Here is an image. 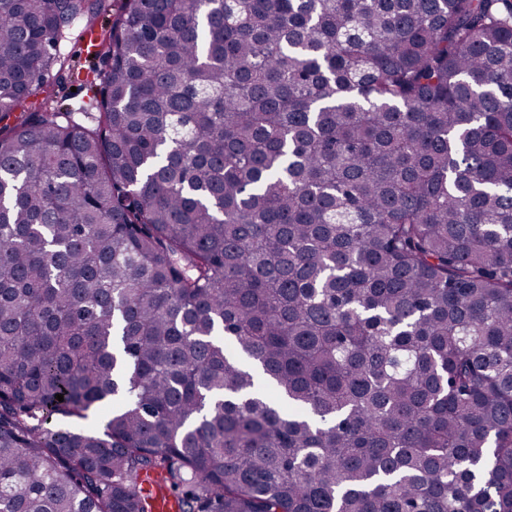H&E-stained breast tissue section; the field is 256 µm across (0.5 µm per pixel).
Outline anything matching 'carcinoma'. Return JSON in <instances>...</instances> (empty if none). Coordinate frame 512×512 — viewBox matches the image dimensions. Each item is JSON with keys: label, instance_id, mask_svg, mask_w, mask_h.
I'll return each mask as SVG.
<instances>
[{"label": "carcinoma", "instance_id": "obj_1", "mask_svg": "<svg viewBox=\"0 0 512 512\" xmlns=\"http://www.w3.org/2000/svg\"><path fill=\"white\" fill-rule=\"evenodd\" d=\"M106 8L0 0V512H512V0H121L20 110ZM87 30L84 21L77 20L61 43L60 53L65 59V70L52 72L45 84L37 89L26 101L39 103L53 94L59 105V112H71L75 119L84 120V112H97L94 107V92L100 84L99 71L102 69L100 57L85 59L79 52L78 39ZM76 87L77 92H71Z\"/></svg>", "mask_w": 512, "mask_h": 512}]
</instances>
